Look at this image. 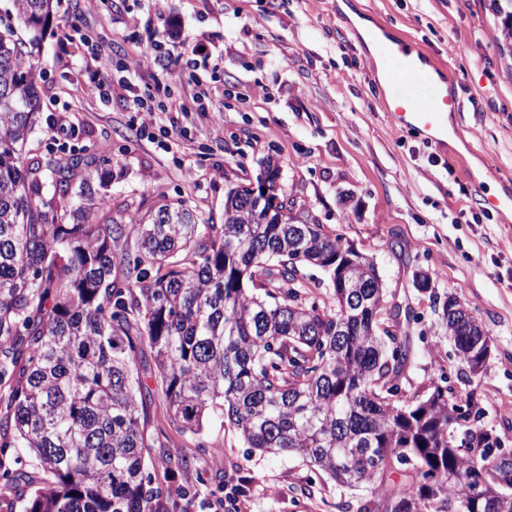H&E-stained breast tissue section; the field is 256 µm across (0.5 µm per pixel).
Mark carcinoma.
I'll return each instance as SVG.
<instances>
[{
    "label": "carcinoma",
    "instance_id": "cac0c4a2",
    "mask_svg": "<svg viewBox=\"0 0 512 512\" xmlns=\"http://www.w3.org/2000/svg\"><path fill=\"white\" fill-rule=\"evenodd\" d=\"M52 2L12 0L0 29V455L36 462L0 473V512H177L168 482L194 496L191 462L149 432L154 397L203 453L222 418L250 448L371 487L360 512H512V454L477 430L474 394L400 399L419 316L342 235L264 224L269 203L245 188L222 224L184 200L114 212L108 157L25 153ZM441 324L480 375L489 332L450 296Z\"/></svg>",
    "mask_w": 512,
    "mask_h": 512
}]
</instances>
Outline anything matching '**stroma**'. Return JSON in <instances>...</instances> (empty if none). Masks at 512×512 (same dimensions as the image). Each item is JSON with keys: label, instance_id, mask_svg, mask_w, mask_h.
I'll return each mask as SVG.
<instances>
[{"label": "stroma", "instance_id": "obj_1", "mask_svg": "<svg viewBox=\"0 0 512 512\" xmlns=\"http://www.w3.org/2000/svg\"><path fill=\"white\" fill-rule=\"evenodd\" d=\"M512 0H167L163 28L151 0H54L40 40L39 122L33 153L66 158L89 148L112 159V204L186 200L208 224L224 221V194L255 181L274 158L293 216L336 229L376 263L388 294L419 313L423 338L401 382L416 400L440 385L454 400L477 391L482 426L512 451V210L488 204L512 195V45L500 42ZM109 56L112 80L136 45L161 41L171 62L207 47L198 67L216 72L212 102L220 118L192 113L190 140L167 133L168 116L141 130L122 100L87 95L81 44L58 47L66 21ZM411 38L446 73L461 111L436 144L394 127L380 103L362 25ZM71 125L59 132V113ZM431 287L414 286L416 273ZM472 309L491 335L481 377L471 379L441 325V300ZM172 454L190 455L196 496L184 512H209L221 493L224 512H358L367 487L336 486L293 456L246 448L227 423L211 420L205 438L219 458L195 456L193 437L168 431Z\"/></svg>", "mask_w": 512, "mask_h": 512}]
</instances>
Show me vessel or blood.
Here are the masks:
<instances>
[{"mask_svg":"<svg viewBox=\"0 0 512 512\" xmlns=\"http://www.w3.org/2000/svg\"><path fill=\"white\" fill-rule=\"evenodd\" d=\"M378 58L393 57L398 61L395 80L406 85L435 83L429 97L395 93L384 97L382 107L395 126L412 127L429 139L448 132L449 113L459 111L457 98L448 87L445 76L439 75L432 58L418 49L410 40L399 35H388L376 44Z\"/></svg>","mask_w":512,"mask_h":512,"instance_id":"vessel-or-blood-1","label":"vessel or blood"}]
</instances>
